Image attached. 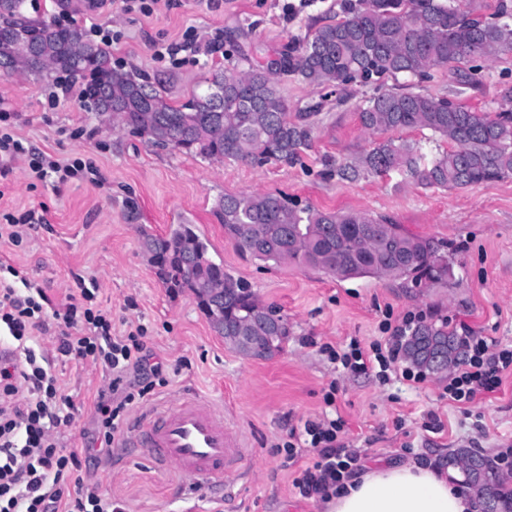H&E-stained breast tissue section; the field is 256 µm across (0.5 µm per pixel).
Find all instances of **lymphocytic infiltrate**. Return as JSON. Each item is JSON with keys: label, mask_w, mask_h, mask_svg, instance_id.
<instances>
[{"label": "lymphocytic infiltrate", "mask_w": 512, "mask_h": 512, "mask_svg": "<svg viewBox=\"0 0 512 512\" xmlns=\"http://www.w3.org/2000/svg\"><path fill=\"white\" fill-rule=\"evenodd\" d=\"M94 299L84 289L69 296L63 311H52L51 299L26 271L0 264V342L12 351L0 358V512H123L97 485L84 481L81 460L111 455L126 433L131 411L169 379L166 365L155 360L144 342V325L113 335L110 313ZM416 319L413 313L396 323L384 319L386 344L365 348L354 338L347 351L329 345L324 351L331 362L354 374L373 371L386 382L397 373L404 380L423 382L422 371L399 365L404 332ZM52 326L59 356L91 361L110 375L94 403V431L78 449H66L60 441L61 428L71 426L78 407L53 374V358L37 341ZM460 341L461 366L449 377L443 395L464 409L478 396L496 392L512 373V345L468 326ZM344 426L337 417L308 420L302 430H290L282 445L287 459H295L306 446L317 454L294 481L301 495L327 496L356 468L359 452L345 446Z\"/></svg>", "instance_id": "f902f5d3"}]
</instances>
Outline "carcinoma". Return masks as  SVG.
Instances as JSON below:
<instances>
[{
  "instance_id": "cac0c4a2",
  "label": "carcinoma",
  "mask_w": 512,
  "mask_h": 512,
  "mask_svg": "<svg viewBox=\"0 0 512 512\" xmlns=\"http://www.w3.org/2000/svg\"><path fill=\"white\" fill-rule=\"evenodd\" d=\"M24 0H0V59L19 71L50 70L83 80L85 102L98 112L173 150L212 161L242 160L256 166L288 162L310 148L313 112L307 121L288 119L279 90L280 75H297L316 89H344L359 82H385L400 76L423 78L429 70L452 66L458 85L477 84L469 63L494 60L512 51V12L499 5L496 16L474 14L472 0H340L336 22L316 29L297 47L279 54L277 65L227 67L205 80V87L175 106L161 82L151 83L112 67L110 52L87 39L76 24L55 27L20 19ZM222 91L219 111L207 104L211 90ZM112 93V105L103 94ZM370 132L428 130L452 147L426 158L420 149L389 138L336 172L353 179L364 168L396 172L425 188L462 189L512 176V113L496 116L446 97L402 88H380L358 114ZM215 215L224 235L244 256L273 266L296 264L339 281L391 277L406 288H431L453 278L454 254L448 244L404 232L381 217L353 211L297 208L275 194H226ZM156 274L172 295L195 293L203 283H221L224 301L198 309L207 321H249L257 297L249 286L215 261L208 244L189 224L165 236L142 231ZM284 326L255 329L268 356L282 349ZM417 336L454 338L448 323L419 322L407 330L405 359L430 371L411 352ZM496 512H512V489L499 481Z\"/></svg>"
}]
</instances>
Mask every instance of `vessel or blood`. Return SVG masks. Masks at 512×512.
I'll use <instances>...</instances> for the list:
<instances>
[{
	"mask_svg": "<svg viewBox=\"0 0 512 512\" xmlns=\"http://www.w3.org/2000/svg\"><path fill=\"white\" fill-rule=\"evenodd\" d=\"M127 443L213 486L223 484L244 454L239 431L211 403L189 396L142 412Z\"/></svg>",
	"mask_w": 512,
	"mask_h": 512,
	"instance_id": "1",
	"label": "vessel or blood"
}]
</instances>
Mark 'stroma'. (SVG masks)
Instances as JSON below:
<instances>
[{
  "label": "stroma",
  "instance_id": "1",
  "mask_svg": "<svg viewBox=\"0 0 512 512\" xmlns=\"http://www.w3.org/2000/svg\"><path fill=\"white\" fill-rule=\"evenodd\" d=\"M337 2L159 0L146 14L124 10L122 0L95 11L87 0H39L23 15L51 23L65 12L80 25L95 18L112 31L113 65L162 81L167 97L183 102L214 69L226 66L225 50L266 65L335 22ZM171 44L181 45V52L160 56ZM477 65L478 84L464 90L447 68L407 83L413 91L455 97L491 113L505 109L512 56ZM58 79L47 71L0 75V98L14 114L9 131L36 152L92 162L101 182L38 180L29 175L28 156L16 159L10 173L0 175V218L32 210L43 221L21 244L0 239V261L24 268L59 306L79 285L95 290L97 302L112 312L115 332L143 324L149 348L172 370L169 385L145 398V405L176 395L205 398L245 442L238 473L224 488L158 467L144 450L119 445L111 458L82 465L84 478L108 498L126 512H321V499L302 496L293 484L315 452L304 449L290 461L277 445L291 428L323 416V394L333 382L336 412L346 423L343 439L362 460L440 461L461 448L494 457L512 447V374L497 394L478 397L464 413L442 398L445 378L413 383L397 377L384 385L372 374L343 372L323 351L327 344L343 348L353 337L365 346L382 340L379 323L388 311L397 320L420 312L454 331L465 323L512 344V177L455 190L424 188L396 173L363 170L355 179L341 178L336 166L385 139L358 120L375 93L371 84L353 83L327 97L298 76L282 77L289 117L299 119L316 105L319 120L311 148L297 161L258 167L158 146L85 106L76 93L52 102ZM254 191L322 211L381 216L411 234L448 241L454 276L448 285L421 292L388 277L339 281L301 266L242 257L225 239L214 209L224 195ZM174 224L195 225L213 258L287 317L288 338L274 357L243 359L213 334L190 294L168 295L142 249L141 231L163 235ZM53 372L79 407L62 441L80 445L92 428L95 396L109 377L77 360L55 363Z\"/></svg>",
  "mask_w": 512,
  "mask_h": 512
}]
</instances>
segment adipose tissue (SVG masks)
I'll return each mask as SVG.
<instances>
[{"label": "adipose tissue", "instance_id": "ef3b65f1", "mask_svg": "<svg viewBox=\"0 0 512 512\" xmlns=\"http://www.w3.org/2000/svg\"><path fill=\"white\" fill-rule=\"evenodd\" d=\"M324 512H480L444 463L407 458L377 460L330 493Z\"/></svg>", "mask_w": 512, "mask_h": 512}]
</instances>
